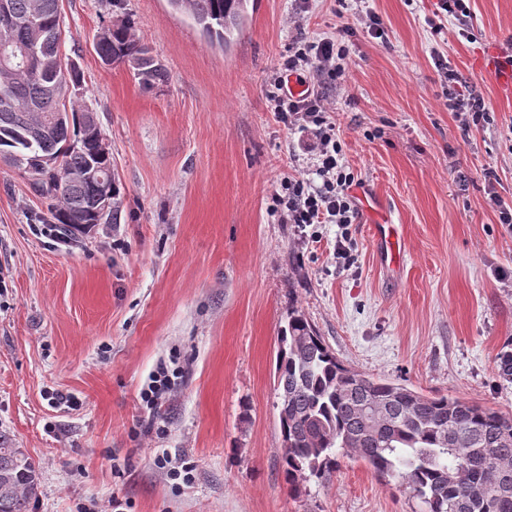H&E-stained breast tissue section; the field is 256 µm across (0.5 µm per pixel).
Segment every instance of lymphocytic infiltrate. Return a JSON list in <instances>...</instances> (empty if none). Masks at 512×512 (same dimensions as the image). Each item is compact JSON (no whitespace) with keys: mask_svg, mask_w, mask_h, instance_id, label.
Listing matches in <instances>:
<instances>
[{"mask_svg":"<svg viewBox=\"0 0 512 512\" xmlns=\"http://www.w3.org/2000/svg\"><path fill=\"white\" fill-rule=\"evenodd\" d=\"M349 58L345 39L313 42L298 38L289 44L287 55L270 77V110L280 122L297 127L313 139L312 172L320 179L315 185L311 179L293 174L281 178L282 192L275 201L283 223L302 227L335 224L344 229L356 219L351 195L355 176L339 163L341 144L330 119L334 105L321 91L325 80L344 77ZM447 79L449 111L457 113L466 127L484 120L489 109L473 82L452 71ZM292 80L297 81V89L289 88Z\"/></svg>","mask_w":512,"mask_h":512,"instance_id":"1","label":"lymphocytic infiltrate"}]
</instances>
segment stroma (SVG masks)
<instances>
[{
  "instance_id": "35a3bbf8",
  "label": "stroma",
  "mask_w": 512,
  "mask_h": 512,
  "mask_svg": "<svg viewBox=\"0 0 512 512\" xmlns=\"http://www.w3.org/2000/svg\"><path fill=\"white\" fill-rule=\"evenodd\" d=\"M438 0H257L229 48L169 0H60L61 52L95 112L122 184L121 219L59 243L26 174L0 163V434L40 472L31 512H422L361 460L289 488L275 388L277 336L303 314L337 359L427 395L512 414V97L478 67L512 38V0H471L431 21ZM304 12L303 31L288 25ZM373 13L383 37L359 17ZM133 21L167 72L147 89L94 50L104 26ZM354 31L346 78L325 87L340 162L399 227L392 260L359 212L349 259L334 224L314 236L281 223L274 195L308 172L304 136L267 109L289 42ZM468 37H461L460 29ZM490 108L464 128L445 74ZM182 375L148 413L140 391L160 360ZM76 398L57 403L56 394ZM187 463L170 479L156 456Z\"/></svg>"
}]
</instances>
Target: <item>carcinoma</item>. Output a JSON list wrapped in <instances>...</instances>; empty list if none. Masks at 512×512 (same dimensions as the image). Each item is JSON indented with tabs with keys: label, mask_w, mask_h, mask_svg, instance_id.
Instances as JSON below:
<instances>
[{
	"label": "carcinoma",
	"mask_w": 512,
	"mask_h": 512,
	"mask_svg": "<svg viewBox=\"0 0 512 512\" xmlns=\"http://www.w3.org/2000/svg\"><path fill=\"white\" fill-rule=\"evenodd\" d=\"M223 47L245 27L246 0H169ZM12 19L0 27L37 56L31 69L0 66V154L33 177L32 188L50 200L48 216L72 238L97 224L93 172L112 178L109 150L94 114L67 104L79 75L60 53L59 0H4ZM131 22L105 27L95 50L106 63L124 62L142 84L167 79L149 49L131 34ZM278 419L282 471L295 487L323 478L338 456L354 453L375 473L392 478L418 499L424 512H512V414L477 402L429 396L375 379L343 365L301 314L289 317L278 337ZM38 470L20 448L0 436V512H30Z\"/></svg>",
	"instance_id": "cac0c4a2"
}]
</instances>
